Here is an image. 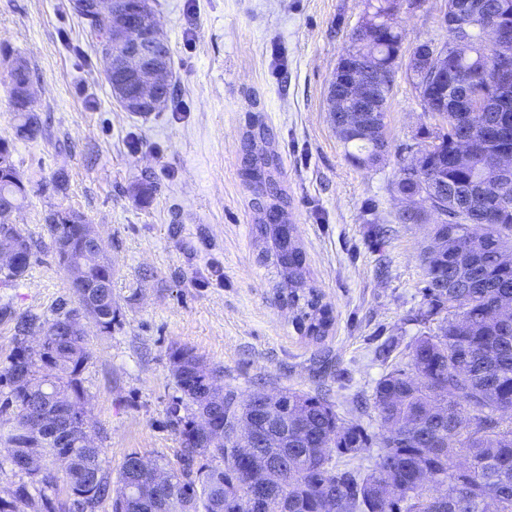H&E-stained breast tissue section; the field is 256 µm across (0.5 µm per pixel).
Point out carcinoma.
<instances>
[{
	"label": "carcinoma",
	"instance_id": "obj_1",
	"mask_svg": "<svg viewBox=\"0 0 512 512\" xmlns=\"http://www.w3.org/2000/svg\"><path fill=\"white\" fill-rule=\"evenodd\" d=\"M398 0H368L379 27L370 33L356 29L351 45L356 49L346 61L352 68L367 59L384 69L399 68L403 35L395 26L393 11ZM468 5L473 13L472 47L466 54H448L450 104L461 90L472 101L496 89L500 50L484 44L482 22L496 13L512 21V0H445V9ZM93 0H73L75 11L89 21L101 53L115 49L113 36L124 33L127 15L134 11L141 27H149V0H117L112 16H97ZM7 77L11 88L33 80L28 65L13 59ZM19 124L15 136L33 141L44 135L34 107L14 99ZM484 125L471 132L468 113H448V127L429 130L428 179L444 184L448 198L446 219L433 225L432 244L423 249L427 286L417 321L437 323L410 344L405 369L383 375L374 389L373 408L381 424L378 438L360 425L348 424L321 394L288 393V402L276 413L288 423L303 426V434H288L280 451L292 460L288 479L270 495L265 512H512V317H502L503 306L512 303V181L488 179L482 169L483 154L512 146V90L508 101L483 113ZM383 112L348 128L336 129L345 157L352 165L375 164L387 147ZM267 129L251 120L243 151L250 188L259 219L256 237L262 243L264 261L277 269L281 281L277 297L293 311L299 332L323 339L331 324V309L308 285L307 269L298 240H286L280 225L291 223L288 202L278 187V156L268 149ZM476 146L478 155L467 166L454 163L464 146ZM13 142L0 139V206L15 209L28 198V183L13 161ZM58 211L45 217L56 257L67 250L84 258L86 279L71 284L74 305L62 301L49 316L26 313L16 318L17 346L0 367V384L9 391L0 413V442L24 451L42 443L28 424L25 406L49 389L65 398L84 399L81 375L90 352L88 328L79 327L33 348L28 336H50L78 318L101 333L112 332V263H102L85 251L82 225L55 220ZM15 239L22 250L17 264L0 262V288H15L33 260L32 239L17 224L0 221V240ZM109 287L98 288L96 284ZM171 363L182 370L173 374L181 397L169 409L179 431L178 466L160 458L154 468L173 479L172 498L156 506L149 481L139 486L128 482L126 465L112 479L102 467L101 449L82 444L86 433L76 426L77 444L69 448L42 447V460L25 474L12 499L0 498V512H26L37 495L44 512H98L103 501H112V512H121L125 498L141 500L140 512H248L253 489L250 461L234 456L233 449L215 441L211 430L199 426L201 415L211 410L209 381L216 378L193 349L172 351ZM250 413L246 401L234 391L224 394L214 425L232 426ZM377 445L373 468L364 471L352 458L362 449ZM210 448L207 454L203 449ZM467 460L464 468L456 459ZM392 482L398 510L384 497V480ZM68 494L58 498L59 482ZM446 488L444 509L436 510L433 485Z\"/></svg>",
	"mask_w": 512,
	"mask_h": 512
}]
</instances>
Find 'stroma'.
I'll return each mask as SVG.
<instances>
[{
    "label": "stroma",
    "instance_id": "obj_1",
    "mask_svg": "<svg viewBox=\"0 0 512 512\" xmlns=\"http://www.w3.org/2000/svg\"><path fill=\"white\" fill-rule=\"evenodd\" d=\"M367 0H154L173 59L174 99L148 115L113 97L106 62L72 0H0V49L36 72L34 105L45 137L15 139L0 61V138L29 181L15 215L37 260L18 287L0 288V362L14 349L15 319L50 314L70 299L45 226L73 208L103 237L117 302L111 332L90 331L82 375L85 409L103 466L125 457L176 461L180 438L168 410L180 392L170 353L193 349L219 386L324 395L346 421L375 435L377 417L355 409L385 373L405 367L423 332L414 316L426 277L424 224H403L394 188L422 128H434L419 92L398 72L387 103L388 149L373 167L345 158L327 90ZM444 0L396 17L402 52L448 40ZM266 126L280 185L310 272L331 307L327 336H302L259 258L257 212L243 142L251 118ZM65 172V190L48 182ZM149 180L148 199L133 192Z\"/></svg>",
    "mask_w": 512,
    "mask_h": 512
}]
</instances>
